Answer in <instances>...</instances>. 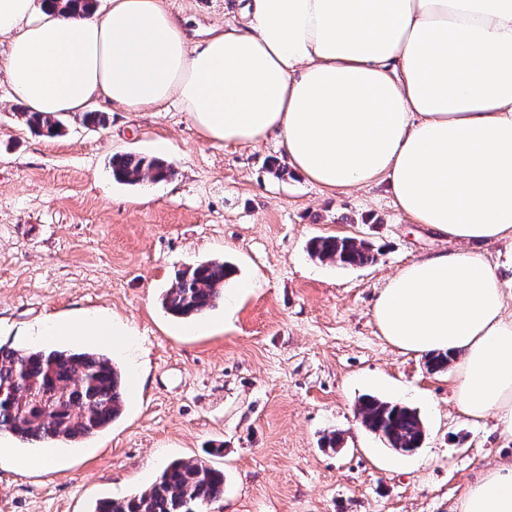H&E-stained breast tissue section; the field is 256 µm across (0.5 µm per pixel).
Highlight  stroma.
<instances>
[{"mask_svg": "<svg viewBox=\"0 0 512 512\" xmlns=\"http://www.w3.org/2000/svg\"><path fill=\"white\" fill-rule=\"evenodd\" d=\"M163 5L195 40L241 20L239 0ZM92 109L107 127L69 113L59 135L34 132L0 71V343L102 349L128 382L122 415L55 449L48 469L33 465L42 449L0 435V512H93L170 461L204 456L224 472L223 512H458L481 470L512 459L494 419L459 412L452 371L428 370L378 330L385 280L445 246L384 187L328 193L277 176L282 146L206 141L174 101ZM126 152L164 160L173 177L116 182L109 161ZM321 235L366 240L376 259H312ZM213 259L253 289L200 320L167 314L159 298L175 272ZM58 318L125 335H41ZM365 395L416 409L421 447L402 454L368 431L356 414Z\"/></svg>", "mask_w": 512, "mask_h": 512, "instance_id": "35a3bbf8", "label": "stroma"}]
</instances>
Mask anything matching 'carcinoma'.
<instances>
[{
  "mask_svg": "<svg viewBox=\"0 0 512 512\" xmlns=\"http://www.w3.org/2000/svg\"><path fill=\"white\" fill-rule=\"evenodd\" d=\"M62 11L93 12L94 0H55ZM21 116L33 130L55 136L62 122L34 112ZM117 182L138 184L145 176L163 181L172 168L158 158L124 153L112 157ZM309 254L343 267L372 263L369 243L340 236H320ZM234 273L231 264L210 260L175 273L161 294L166 313L195 319L224 303V285ZM122 371L98 350L17 348L0 344V434L8 433L30 448L77 444L107 428L124 407ZM361 423L390 447L411 453L420 447L424 424L419 413L399 402L374 396L359 401ZM224 472L209 460H174L149 487L124 498H103L93 512H223Z\"/></svg>",
  "mask_w": 512,
  "mask_h": 512,
  "instance_id": "obj_1",
  "label": "carcinoma"
}]
</instances>
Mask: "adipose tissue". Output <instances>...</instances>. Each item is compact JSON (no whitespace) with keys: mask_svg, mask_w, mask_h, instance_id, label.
<instances>
[{"mask_svg":"<svg viewBox=\"0 0 512 512\" xmlns=\"http://www.w3.org/2000/svg\"><path fill=\"white\" fill-rule=\"evenodd\" d=\"M244 16L194 41L161 0L88 16L0 0V68L31 112L174 100L206 140L276 138L325 191L385 185L454 247L387 280L381 335L453 357L461 412L512 437V317L477 251L512 239V0H246ZM460 512H512V461L468 484Z\"/></svg>","mask_w":512,"mask_h":512,"instance_id":"ef3b65f1","label":"adipose tissue"}]
</instances>
